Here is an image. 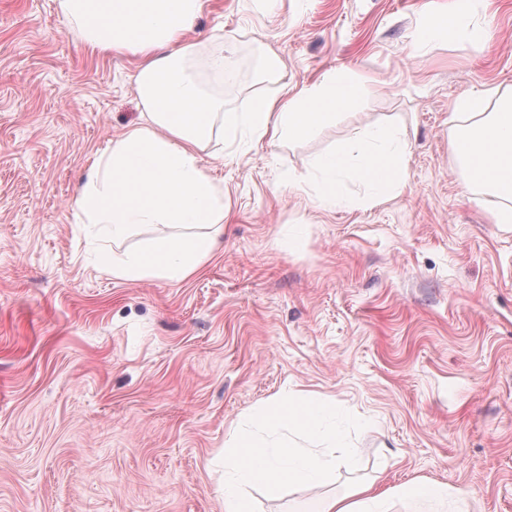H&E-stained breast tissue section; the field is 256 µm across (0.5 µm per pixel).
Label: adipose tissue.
<instances>
[{
  "mask_svg": "<svg viewBox=\"0 0 512 512\" xmlns=\"http://www.w3.org/2000/svg\"><path fill=\"white\" fill-rule=\"evenodd\" d=\"M205 0H62L66 17L82 28L88 43L102 51L141 57L135 90L141 121L96 152L74 201L76 215L95 236L120 246L112 275L127 283L148 279L180 282L209 259L224 233V190L202 164L214 138L276 143L309 137L336 118L337 108L354 102L366 88L364 76L331 72L288 99L267 98L244 112H228L220 99L201 86L197 71L223 75L231 57H200L187 39ZM475 0H455L448 26L436 35L453 34L462 48L483 52L488 24L471 25ZM496 110H489L490 100ZM476 117L474 127L458 128L462 116ZM457 131L452 147L462 187L499 200L491 210L495 224H512V97L497 98L488 88L455 102L449 117ZM408 143L392 127L365 128L339 142L314 163L312 180L320 184L319 204L336 203L338 183L357 177L368 186L366 202L381 191L404 185ZM162 225L163 233L135 239L137 229ZM409 512L422 504H466L469 493L439 483L403 487ZM295 512H388L384 495L358 485L342 496L310 497Z\"/></svg>",
  "mask_w": 512,
  "mask_h": 512,
  "instance_id": "ef3b65f1",
  "label": "adipose tissue"
}]
</instances>
